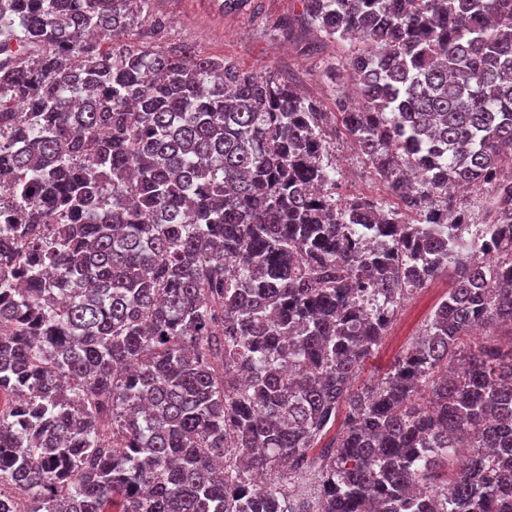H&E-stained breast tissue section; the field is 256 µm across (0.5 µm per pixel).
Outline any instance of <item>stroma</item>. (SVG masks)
I'll list each match as a JSON object with an SVG mask.
<instances>
[{"label":"stroma","mask_w":512,"mask_h":512,"mask_svg":"<svg viewBox=\"0 0 512 512\" xmlns=\"http://www.w3.org/2000/svg\"><path fill=\"white\" fill-rule=\"evenodd\" d=\"M154 11L168 20L164 35L144 34L147 43H187L202 53L234 58L244 68L298 85L324 111L334 109L336 89L325 71L330 64L345 65L351 53L346 42H329L300 18L299 0H254L252 8L225 18L223 27L199 15L190 0H153ZM336 168L341 198L358 195L383 197V187L346 141H336L329 152ZM445 288L437 283L410 295L399 309L381 346L365 360L360 382L383 374L408 348L429 321Z\"/></svg>","instance_id":"1"}]
</instances>
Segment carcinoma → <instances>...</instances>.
Here are the masks:
<instances>
[{"mask_svg": "<svg viewBox=\"0 0 512 512\" xmlns=\"http://www.w3.org/2000/svg\"><path fill=\"white\" fill-rule=\"evenodd\" d=\"M301 2L361 106L134 41L152 0H0V512H297L283 464L312 512H512V0ZM338 135L394 203L336 198ZM487 199L485 191L478 187H470L463 193L457 195V202L463 206H469L474 221H479L483 216V204ZM444 291L443 283H435L410 295L399 309L382 345L360 368L358 384L382 375L402 351L411 345L429 321ZM291 479L292 480L289 481L291 482L289 486H292L291 491L293 493V497L301 502L309 501L313 506L318 484L317 471L312 469L310 473L305 476H295ZM295 495L298 496L295 497Z\"/></svg>", "mask_w": 512, "mask_h": 512, "instance_id": "obj_1", "label": "carcinoma"}]
</instances>
